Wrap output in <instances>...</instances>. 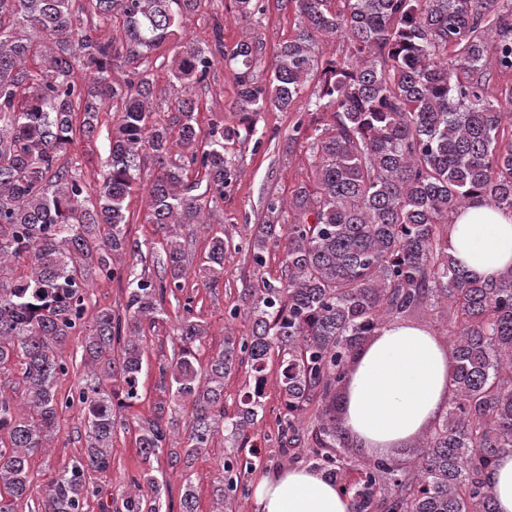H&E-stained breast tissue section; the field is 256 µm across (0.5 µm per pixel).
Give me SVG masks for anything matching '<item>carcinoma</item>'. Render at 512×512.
I'll use <instances>...</instances> for the list:
<instances>
[{"label":"carcinoma","mask_w":512,"mask_h":512,"mask_svg":"<svg viewBox=\"0 0 512 512\" xmlns=\"http://www.w3.org/2000/svg\"><path fill=\"white\" fill-rule=\"evenodd\" d=\"M295 23L271 70L257 76L260 40L224 43L184 37L203 0H0V375L23 385L21 402L0 395V512L37 500V512H86L100 493L92 475L112 464L119 433L135 436L151 464L190 410L188 444L169 453L182 472L180 512H197L192 461L213 436H244L263 410L270 355L278 359L283 416L278 439L293 462L342 488L349 512H496L486 473L512 452V268L488 282L468 276L451 252L453 216L475 198L512 212V6L499 0H277ZM234 18L264 15L265 0H233ZM117 25L110 39L100 26ZM342 54L325 59L326 39ZM233 71L239 124L194 117L197 91L217 60ZM169 66L183 94L160 118L153 108L154 72ZM125 70L112 79V70ZM89 75L78 85L75 70ZM314 83L309 105L317 126L297 121L311 180L288 202L269 197L264 219L249 228L254 270L269 248L283 245L280 275L246 288L228 319L246 312L251 333L224 336L201 364L208 327L187 288L192 259L171 234L160 273L115 267L112 256L136 255L129 198L146 186L150 221L200 224L208 200L224 197L238 169L227 148L257 137L255 115L287 111ZM116 119L102 128L99 114ZM105 137L110 163L88 194L84 177L62 161L77 141ZM177 138L185 149L169 157ZM153 163L148 182H142ZM209 228L199 274L204 286L224 281V229ZM30 260L28 274L7 276L5 263ZM127 281L123 311L97 310L88 332L93 276ZM170 300L182 308L178 353L159 370L164 393L148 418L123 409L141 398L148 366L147 329ZM433 311L448 331L455 358L446 412L410 445L367 456L344 426L343 390L354 360L376 331ZM83 336L89 369L65 395L58 381L70 366L62 347ZM244 367L248 389L237 410L224 409V378ZM84 412L85 445L45 485L30 457L58 435L59 413ZM223 460L213 485L218 512L247 496L241 471ZM115 512H162L163 477L153 468L130 477Z\"/></svg>","instance_id":"cac0c4a2"}]
</instances>
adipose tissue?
Wrapping results in <instances>:
<instances>
[{"mask_svg":"<svg viewBox=\"0 0 512 512\" xmlns=\"http://www.w3.org/2000/svg\"><path fill=\"white\" fill-rule=\"evenodd\" d=\"M449 245L483 280L512 266V213L474 201L454 219ZM454 358L442 337L390 323L364 345L346 385L344 424L358 448L376 455L406 446L445 409ZM254 512H349V499L313 468L258 478Z\"/></svg>","mask_w":512,"mask_h":512,"instance_id":"1","label":"adipose tissue"}]
</instances>
